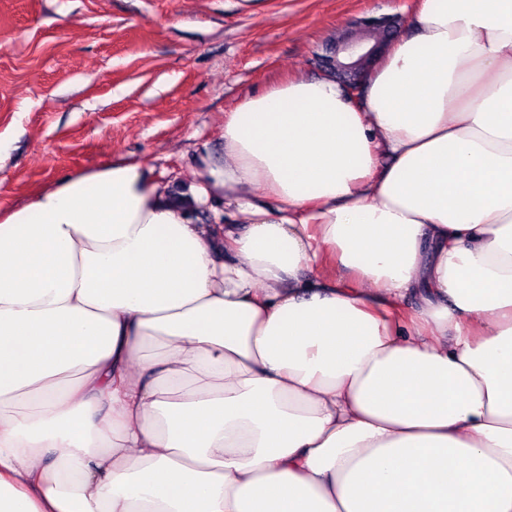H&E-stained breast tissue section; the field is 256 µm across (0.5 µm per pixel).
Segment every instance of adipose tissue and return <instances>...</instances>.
<instances>
[{"instance_id":"1","label":"adipose tissue","mask_w":512,"mask_h":512,"mask_svg":"<svg viewBox=\"0 0 512 512\" xmlns=\"http://www.w3.org/2000/svg\"><path fill=\"white\" fill-rule=\"evenodd\" d=\"M189 190L232 223L138 163L0 213V512H512V0L250 92Z\"/></svg>"}]
</instances>
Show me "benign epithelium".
I'll return each instance as SVG.
<instances>
[{"label":"benign epithelium","instance_id":"obj_1","mask_svg":"<svg viewBox=\"0 0 512 512\" xmlns=\"http://www.w3.org/2000/svg\"><path fill=\"white\" fill-rule=\"evenodd\" d=\"M387 24L391 25L392 32L381 41L358 40L344 31L330 51L331 60L327 62L324 73L344 79V87L354 99L371 75V63L387 51L384 44L402 32L401 18L397 16L368 17L355 21V26L364 30Z\"/></svg>","mask_w":512,"mask_h":512}]
</instances>
